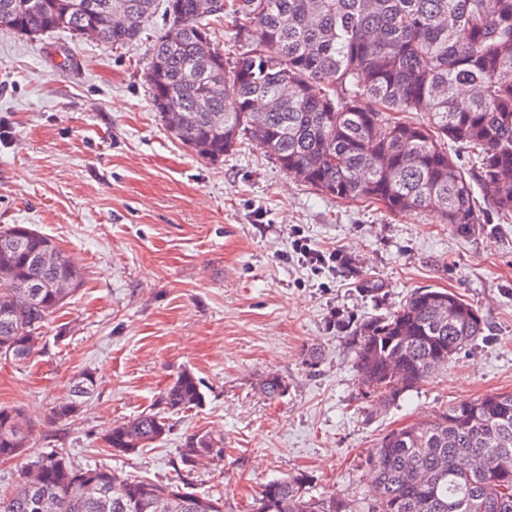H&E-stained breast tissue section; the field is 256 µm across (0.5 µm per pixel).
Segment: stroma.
<instances>
[{"label":"stroma","mask_w":512,"mask_h":512,"mask_svg":"<svg viewBox=\"0 0 512 512\" xmlns=\"http://www.w3.org/2000/svg\"><path fill=\"white\" fill-rule=\"evenodd\" d=\"M163 24L155 17L122 48L66 33L0 39V227L45 234L83 271L31 360H0V406L31 423L32 452L61 448L154 481L186 471L225 512H248L266 483L298 471L313 493L362 498L369 456L391 430L512 393V223L461 234L427 211L339 201L250 142L199 157L152 106L147 64ZM298 236L336 253L335 266L313 271ZM420 288L459 295L489 329L374 409L351 336ZM184 370L203 404L169 414L163 441L108 456L103 434L156 407ZM85 371L92 398L74 421L49 422ZM273 375L288 390L271 401L260 385ZM205 432L223 436V460L186 468V439Z\"/></svg>","instance_id":"obj_1"}]
</instances>
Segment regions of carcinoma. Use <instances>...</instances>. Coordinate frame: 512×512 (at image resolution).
Returning <instances> with one entry per match:
<instances>
[{"instance_id": "cac0c4a2", "label": "carcinoma", "mask_w": 512, "mask_h": 512, "mask_svg": "<svg viewBox=\"0 0 512 512\" xmlns=\"http://www.w3.org/2000/svg\"><path fill=\"white\" fill-rule=\"evenodd\" d=\"M0 0V25L25 37L58 31L128 46L158 6L169 26L156 36L147 81L171 135L218 161L246 138L312 189L390 213L428 210L460 233L489 212L512 220V0ZM231 19L246 39L230 59L210 17ZM467 153L466 166L460 152ZM55 254L51 266L39 261ZM82 270L48 236L0 230V358L27 361ZM482 311L450 291L419 288L395 311L364 321L353 341L358 383L374 405L400 399L485 335ZM97 388L85 371L51 418L76 416ZM266 397L285 381H262ZM194 374L161 393L162 409L115 425L103 441L120 456L164 440L165 412L202 404ZM28 448V426L0 407V460ZM224 455L212 433L188 438L185 466ZM371 486L358 502L310 493L297 472L263 486L252 512H512V394L448 406L385 435L369 457ZM0 512H224V499L74 463L52 450L32 455L0 493Z\"/></svg>"}]
</instances>
